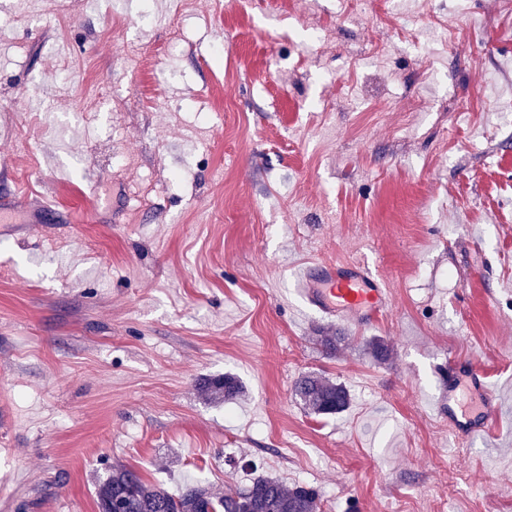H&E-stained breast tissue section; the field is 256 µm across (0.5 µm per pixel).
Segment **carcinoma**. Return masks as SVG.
Listing matches in <instances>:
<instances>
[{
	"label": "carcinoma",
	"instance_id": "1",
	"mask_svg": "<svg viewBox=\"0 0 512 512\" xmlns=\"http://www.w3.org/2000/svg\"><path fill=\"white\" fill-rule=\"evenodd\" d=\"M199 388L211 395L232 400L241 392L238 379L226 374L203 378ZM295 394L312 413L333 415L349 404L350 394L340 383L315 374H305L295 383ZM99 512H319V493L302 484L259 476L243 488H230L222 494L197 482L175 493L147 482L141 474L124 465L96 487Z\"/></svg>",
	"mask_w": 512,
	"mask_h": 512
}]
</instances>
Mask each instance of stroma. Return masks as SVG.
I'll list each match as a JSON object with an SVG mask.
<instances>
[{
  "label": "stroma",
  "instance_id": "35a3bbf8",
  "mask_svg": "<svg viewBox=\"0 0 512 512\" xmlns=\"http://www.w3.org/2000/svg\"><path fill=\"white\" fill-rule=\"evenodd\" d=\"M142 2L0 0V180L32 184L0 223V512H98L117 464L512 512V0ZM309 258L368 262L387 315L305 309ZM452 355L484 363L500 435L449 433ZM227 372L242 396L203 399ZM304 372L349 407L304 408Z\"/></svg>",
  "mask_w": 512,
  "mask_h": 512
}]
</instances>
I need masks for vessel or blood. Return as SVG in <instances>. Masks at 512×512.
I'll return each mask as SVG.
<instances>
[{"mask_svg": "<svg viewBox=\"0 0 512 512\" xmlns=\"http://www.w3.org/2000/svg\"><path fill=\"white\" fill-rule=\"evenodd\" d=\"M294 291L306 308L359 328L375 324L390 300L384 280L361 260H308L295 276ZM488 378L478 361H449L440 405L454 437L490 435L497 430L499 403ZM462 389L478 400L477 411L460 410L458 392Z\"/></svg>", "mask_w": 512, "mask_h": 512, "instance_id": "obj_1", "label": "vessel or blood"}]
</instances>
